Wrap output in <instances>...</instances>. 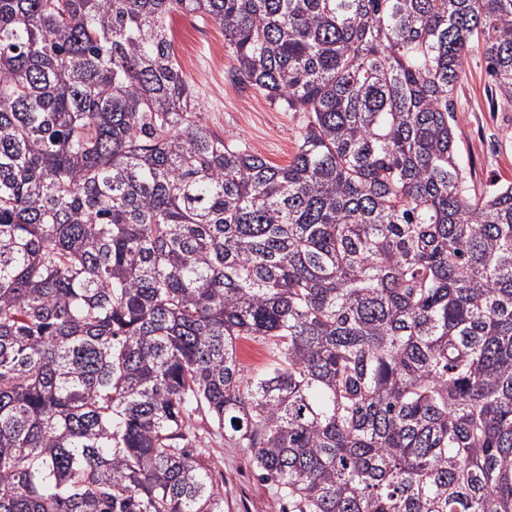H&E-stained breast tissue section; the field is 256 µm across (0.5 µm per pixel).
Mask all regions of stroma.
<instances>
[{
    "label": "stroma",
    "mask_w": 512,
    "mask_h": 512,
    "mask_svg": "<svg viewBox=\"0 0 512 512\" xmlns=\"http://www.w3.org/2000/svg\"><path fill=\"white\" fill-rule=\"evenodd\" d=\"M187 24L195 37L175 41L174 50L206 123L272 164L287 165L302 133V113L276 107L257 90L231 86L227 72L232 56L224 48L221 27L195 14L172 15L173 33H181ZM489 87L483 56L471 54L454 98L457 145L467 173L487 192L512 182V111L491 107ZM208 463L224 486V512H282L275 487L262 480L247 449H213Z\"/></svg>",
    "instance_id": "1"
}]
</instances>
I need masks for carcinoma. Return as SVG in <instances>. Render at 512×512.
Here are the masks:
<instances>
[{"mask_svg":"<svg viewBox=\"0 0 512 512\" xmlns=\"http://www.w3.org/2000/svg\"><path fill=\"white\" fill-rule=\"evenodd\" d=\"M305 113L271 164L201 121L169 21ZM512 111V0H0V512H512V184L454 93ZM269 365L244 372L238 342ZM481 54L472 53L454 98L457 145L479 191L512 182V111L493 110ZM205 459L224 486V512L282 511L275 487L261 479L246 448H213Z\"/></svg>","mask_w":512,"mask_h":512,"instance_id":"carcinoma-1","label":"carcinoma"}]
</instances>
